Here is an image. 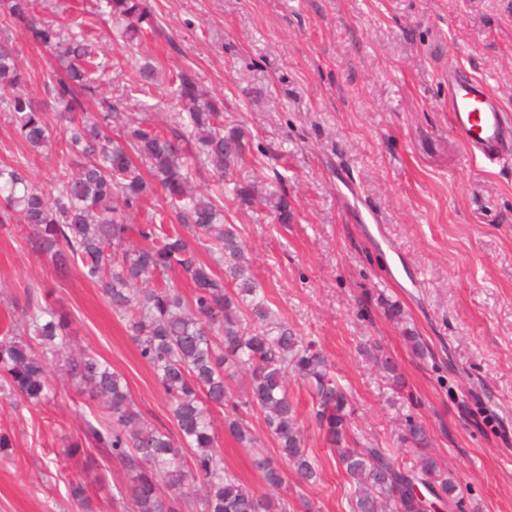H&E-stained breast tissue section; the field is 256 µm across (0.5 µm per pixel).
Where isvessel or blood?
Listing matches in <instances>:
<instances>
[{"instance_id": "obj_1", "label": "vessel or blood", "mask_w": 512, "mask_h": 512, "mask_svg": "<svg viewBox=\"0 0 512 512\" xmlns=\"http://www.w3.org/2000/svg\"><path fill=\"white\" fill-rule=\"evenodd\" d=\"M448 110L455 136L472 156L493 165L512 161V112L478 80L449 64Z\"/></svg>"}]
</instances>
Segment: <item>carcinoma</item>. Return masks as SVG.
<instances>
[{
  "mask_svg": "<svg viewBox=\"0 0 512 512\" xmlns=\"http://www.w3.org/2000/svg\"><path fill=\"white\" fill-rule=\"evenodd\" d=\"M104 3L128 42L138 37L142 24H151L146 0ZM16 25L30 30L57 62L48 92L62 105L58 124L67 162L48 190L32 181L27 163L1 164L0 224L20 218L33 253L61 270L74 264L84 279L100 286L169 399L179 439L144 421L125 379L107 361L71 348L63 317L42 306L28 287L21 321L0 338V392L31 404L48 401L54 397L51 366L63 361L72 384L101 400L80 433L127 472V512H288L287 503L252 491L224 469L210 406L227 401L228 363L249 373V385L244 401L224 419L227 431L240 443L253 444L244 413L259 410L293 473L306 483L318 472L303 448L288 375L308 387L317 425L336 447L338 465L356 483L351 512H426L428 500L415 493L416 485L436 498L452 496L456 485L426 451L427 439L417 425H409L404 435L418 450L409 465L386 448L343 446L349 404L343 386L315 344L269 307L245 261L238 227L224 223V174L249 142L241 129H224L220 104L180 74L174 95L189 133L168 135L128 122L115 137L108 131L119 113L112 102L102 101L101 112H88L101 63L79 31L81 24L71 23L76 31L65 33L36 16V0H0V96L17 135L35 152L51 145L52 132L44 105L15 92L28 81L9 37ZM201 169L217 176L205 192L193 187ZM159 191L188 234L163 223L127 222L125 211ZM233 193L258 200L279 223H288L286 194L264 189L258 179ZM133 237L141 245L130 248L126 242ZM196 242L210 260L199 256ZM174 275L191 284L190 301L171 284ZM256 467L269 486L282 484L283 472L270 459L257 460Z\"/></svg>",
  "mask_w": 512,
  "mask_h": 512,
  "instance_id": "cac0c4a2",
  "label": "carcinoma"
}]
</instances>
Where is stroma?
<instances>
[{
  "label": "stroma",
  "mask_w": 512,
  "mask_h": 512,
  "mask_svg": "<svg viewBox=\"0 0 512 512\" xmlns=\"http://www.w3.org/2000/svg\"><path fill=\"white\" fill-rule=\"evenodd\" d=\"M155 20L134 43L118 38L99 0H38L41 18L83 17L105 64L98 95L122 100L124 121L183 128L177 74L224 104L225 127L249 150L228 183L264 173L288 196L278 223L259 203L224 199L269 306L327 358L348 400L349 445L372 443L411 461L401 438L418 424L456 484L443 512H512V163L484 168L453 134L449 63L486 83L512 111V0H147ZM10 36L44 98L56 66L24 29ZM150 66L157 79L138 82ZM60 146L35 153L0 103V163L26 158L50 187ZM380 224H373L369 212ZM22 223L0 225V335L25 287L67 315L70 342L125 378L138 411L174 431L166 395L99 286L26 246ZM42 405L0 394V512H77L68 484H87L91 512H123L128 483L95 449L65 455L89 394L57 384ZM303 446L319 477L298 483L258 410L244 447L211 411L224 467L266 490L257 455L285 471L289 512H349L354 484L310 419L308 389L289 378Z\"/></svg>",
  "instance_id": "35a3bbf8"
}]
</instances>
